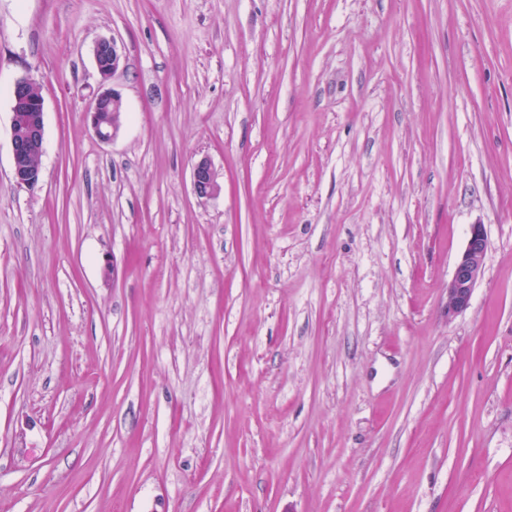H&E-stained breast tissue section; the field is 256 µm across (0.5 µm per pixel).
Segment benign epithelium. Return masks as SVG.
Wrapping results in <instances>:
<instances>
[{
    "label": "benign epithelium",
    "mask_w": 512,
    "mask_h": 512,
    "mask_svg": "<svg viewBox=\"0 0 512 512\" xmlns=\"http://www.w3.org/2000/svg\"><path fill=\"white\" fill-rule=\"evenodd\" d=\"M94 57L103 79L113 75L120 64L115 40L101 39L94 47ZM38 84L29 77L16 80L11 90V145L13 179L20 187L34 188L41 179V169H34L29 159L42 154L44 148V101L34 93ZM125 107L121 94L107 89L99 94L88 115L95 135L102 141H111L119 132ZM192 188L200 199H207L221 191L218 175L210 159H199L192 169ZM488 248L485 227L473 224L465 247L458 257L448 281V320L455 319L469 306L475 286L481 279Z\"/></svg>",
    "instance_id": "1"
}]
</instances>
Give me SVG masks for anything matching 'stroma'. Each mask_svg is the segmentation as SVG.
<instances>
[{
	"instance_id": "35a3bbf8",
	"label": "stroma",
	"mask_w": 512,
	"mask_h": 512,
	"mask_svg": "<svg viewBox=\"0 0 512 512\" xmlns=\"http://www.w3.org/2000/svg\"><path fill=\"white\" fill-rule=\"evenodd\" d=\"M0 512H512V0H0ZM108 57L110 61L104 64L103 59ZM94 57L99 73L103 79H108L117 71L120 64V54L115 40L100 39L94 47ZM38 84L29 77L16 80L11 90V145L13 179L20 187L34 188L41 179V169H34L29 159L44 148V101L35 95ZM125 107L121 94L112 89H107L99 94L88 115L95 135L101 141H111L119 132ZM192 188L198 198H211L221 191L218 175L208 157H202L192 169ZM488 248L484 224H473L465 247L448 281V316L456 318L469 306L475 286L481 279Z\"/></svg>"
}]
</instances>
